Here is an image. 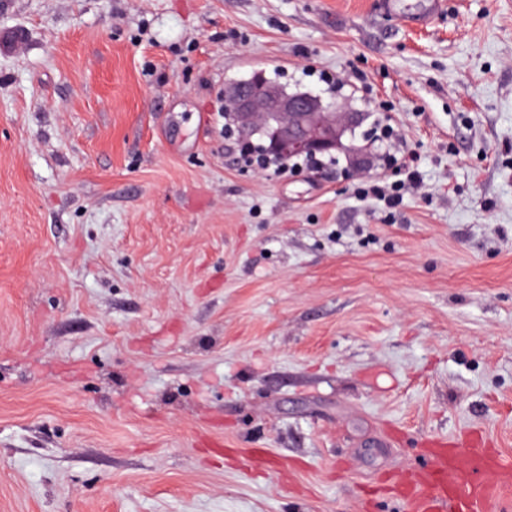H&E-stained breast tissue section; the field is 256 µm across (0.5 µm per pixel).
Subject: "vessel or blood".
Listing matches in <instances>:
<instances>
[{
  "label": "vessel or blood",
  "instance_id": "1",
  "mask_svg": "<svg viewBox=\"0 0 512 512\" xmlns=\"http://www.w3.org/2000/svg\"><path fill=\"white\" fill-rule=\"evenodd\" d=\"M387 13L411 24H428L438 13L436 0L412 12L406 0H383ZM406 512H487L502 487L512 485V461L474 439L433 442L422 468L397 476Z\"/></svg>",
  "mask_w": 512,
  "mask_h": 512
}]
</instances>
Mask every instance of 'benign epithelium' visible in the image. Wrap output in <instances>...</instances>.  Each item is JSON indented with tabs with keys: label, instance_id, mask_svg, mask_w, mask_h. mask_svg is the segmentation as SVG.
Wrapping results in <instances>:
<instances>
[{
	"label": "benign epithelium",
	"instance_id": "7a95c632",
	"mask_svg": "<svg viewBox=\"0 0 512 512\" xmlns=\"http://www.w3.org/2000/svg\"><path fill=\"white\" fill-rule=\"evenodd\" d=\"M224 102L233 105L243 138L263 130L270 147L292 161L298 157L340 155L341 175L356 177L371 171L369 144L357 139L365 113L320 93H290L256 71L224 87Z\"/></svg>",
	"mask_w": 512,
	"mask_h": 512
}]
</instances>
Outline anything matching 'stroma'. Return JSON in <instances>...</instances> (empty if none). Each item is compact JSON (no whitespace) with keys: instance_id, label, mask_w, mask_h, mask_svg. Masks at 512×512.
Here are the masks:
<instances>
[{"instance_id":"1","label":"stroma","mask_w":512,"mask_h":512,"mask_svg":"<svg viewBox=\"0 0 512 512\" xmlns=\"http://www.w3.org/2000/svg\"><path fill=\"white\" fill-rule=\"evenodd\" d=\"M0 0V512H404L512 459V0ZM386 112L423 185L237 163L253 70ZM405 0H383V7L389 14H398L405 22L411 24H430L438 13L437 2L432 0L425 4L422 12H411ZM396 483L407 512H486L512 485V462L474 439L436 441L426 465Z\"/></svg>"}]
</instances>
